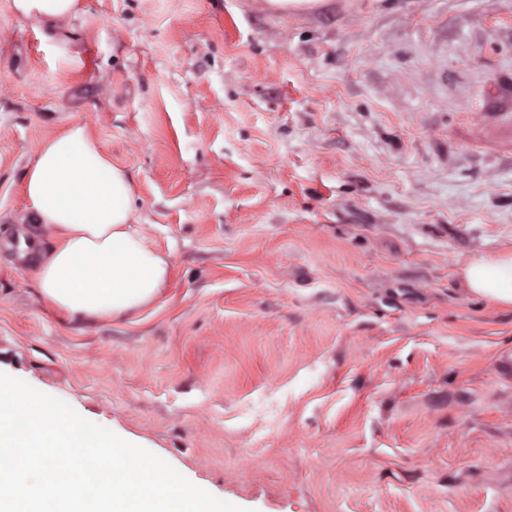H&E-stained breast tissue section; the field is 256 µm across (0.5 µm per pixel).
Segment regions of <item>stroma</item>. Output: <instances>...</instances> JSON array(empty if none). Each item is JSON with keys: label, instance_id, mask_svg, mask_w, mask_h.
Listing matches in <instances>:
<instances>
[{"label": "stroma", "instance_id": "1", "mask_svg": "<svg viewBox=\"0 0 512 512\" xmlns=\"http://www.w3.org/2000/svg\"><path fill=\"white\" fill-rule=\"evenodd\" d=\"M0 0V372L247 512H512V0ZM85 124L174 276L93 324L6 248ZM77 0H12L15 13L30 22L35 29L64 57L71 65L79 63V58L70 52L69 33L63 24L77 15ZM470 291L493 305L512 307V250L471 260L461 267Z\"/></svg>", "mask_w": 512, "mask_h": 512}]
</instances>
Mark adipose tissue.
Segmentation results:
<instances>
[{"label": "adipose tissue", "mask_w": 512, "mask_h": 512, "mask_svg": "<svg viewBox=\"0 0 512 512\" xmlns=\"http://www.w3.org/2000/svg\"><path fill=\"white\" fill-rule=\"evenodd\" d=\"M76 2L12 0V8L75 65L63 25L76 15ZM23 193L34 223L56 234L34 270L46 306L88 322L119 320L153 304L171 282L169 254L135 226L129 174L86 125L70 124L43 142L23 173ZM461 274L474 295L512 307V250L469 261Z\"/></svg>", "instance_id": "obj_1"}]
</instances>
